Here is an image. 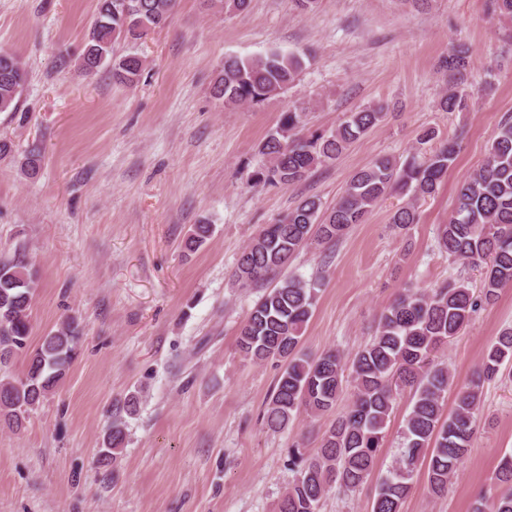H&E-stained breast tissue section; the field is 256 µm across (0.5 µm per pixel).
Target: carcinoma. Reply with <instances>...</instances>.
I'll return each mask as SVG.
<instances>
[{"label": "carcinoma", "mask_w": 512, "mask_h": 512, "mask_svg": "<svg viewBox=\"0 0 512 512\" xmlns=\"http://www.w3.org/2000/svg\"><path fill=\"white\" fill-rule=\"evenodd\" d=\"M176 4L177 0H97L80 69L87 75L108 69L120 84L137 83L144 60L136 54L114 56V44L138 39L161 26ZM302 67L300 56L277 50L255 58L230 55L216 73L212 93L226 105L257 104L288 90ZM443 67L448 71V89L439 108L462 112L468 107L472 87L469 48L453 47ZM27 80L23 59L1 50L0 112L17 111ZM384 118V107L368 105L348 113L334 131L308 135L302 113L289 111L266 136L262 146L266 163L249 175L248 183L291 186L333 163ZM458 153V140L451 138L439 140L427 156L414 152L402 162L382 157L353 173L332 208L324 211L320 201L303 200L263 227L240 252L236 281L243 287L263 282L287 267L309 243L339 240L393 193L407 201L394 211L390 223L401 230L418 223V200L436 193ZM42 159L41 145L28 146L20 160L21 171L36 176ZM210 234L211 225H194L184 248L198 250ZM438 244L448 257L483 267L479 289L453 280L438 288L397 294L380 312L375 335L349 366L333 350L319 356L302 350L316 303V289L302 279L284 278L254 304L240 328L236 347L244 359L254 363H284L263 411L270 429H284L302 413L318 418L331 411L343 392L348 367L355 389L347 411L324 430L316 455L306 456L299 443L288 450V465L296 476L279 500L277 512H319L320 502L333 486L349 490L367 482L383 447L397 393L406 387L413 391V398L402 425L404 442L398 465L379 478L371 512H402L413 476L421 470L431 494L448 493L451 478L469 452L484 383L512 366V329H506L486 348L476 376L457 393L452 411L443 418L452 376L448 366L435 361L437 351L459 335L482 307L493 304L502 288L512 284V117L500 124L484 165L458 187L452 215L440 225ZM38 285L37 272L23 249L0 255V365L8 364L27 346ZM79 335L76 320L61 322L29 356L23 378L0 380V418L21 427L24 414L39 407L64 378ZM125 439L124 422L113 418L105 430L100 459H116ZM493 480L502 491L491 512H512V454L501 458Z\"/></svg>", "instance_id": "carcinoma-1"}]
</instances>
